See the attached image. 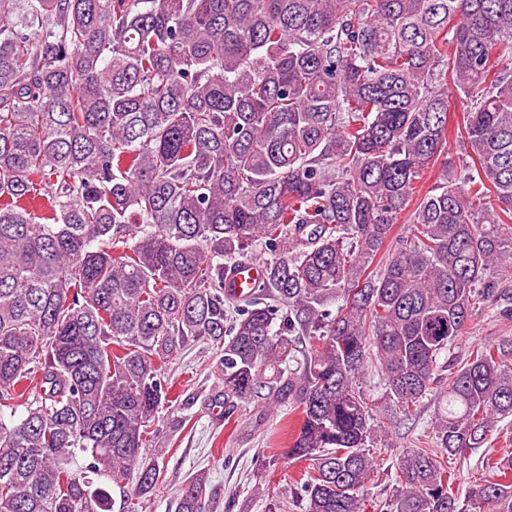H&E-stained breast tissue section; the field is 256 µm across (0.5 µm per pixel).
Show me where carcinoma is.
Masks as SVG:
<instances>
[{"label":"carcinoma","mask_w":512,"mask_h":512,"mask_svg":"<svg viewBox=\"0 0 512 512\" xmlns=\"http://www.w3.org/2000/svg\"><path fill=\"white\" fill-rule=\"evenodd\" d=\"M495 60L512 62V0H0V512H145L166 363L200 341L224 416L299 413L300 512H366L363 371L410 413L512 270ZM258 247L254 291H225ZM509 417L505 339L451 365L387 512H512V456L463 497L448 469ZM212 493L194 472L175 512Z\"/></svg>","instance_id":"carcinoma-1"}]
</instances>
